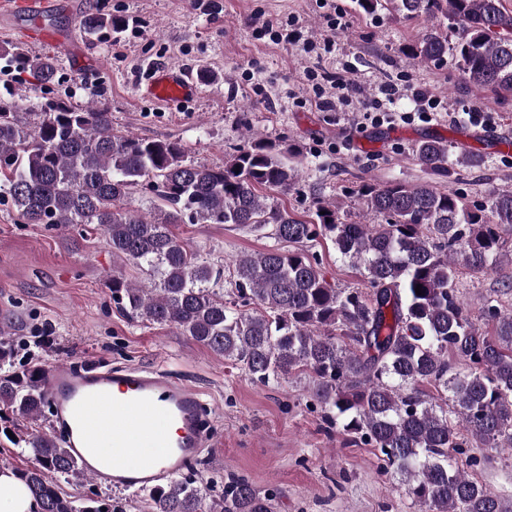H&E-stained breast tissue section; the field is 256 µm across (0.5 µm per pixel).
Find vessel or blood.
Instances as JSON below:
<instances>
[{"mask_svg": "<svg viewBox=\"0 0 512 512\" xmlns=\"http://www.w3.org/2000/svg\"><path fill=\"white\" fill-rule=\"evenodd\" d=\"M57 0H0V17L20 20L23 41L63 49L43 24ZM199 91L192 71L149 69L143 93L174 106ZM45 396L54 409V430L87 475L121 491H145L193 465L209 447L207 413L199 393L167 369L109 366L97 362L51 365Z\"/></svg>", "mask_w": 512, "mask_h": 512, "instance_id": "vessel-or-blood-1", "label": "vessel or blood"}]
</instances>
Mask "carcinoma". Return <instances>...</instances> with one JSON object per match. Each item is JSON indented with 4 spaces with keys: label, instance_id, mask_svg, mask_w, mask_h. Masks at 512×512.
Segmentation results:
<instances>
[{
    "label": "carcinoma",
    "instance_id": "obj_1",
    "mask_svg": "<svg viewBox=\"0 0 512 512\" xmlns=\"http://www.w3.org/2000/svg\"><path fill=\"white\" fill-rule=\"evenodd\" d=\"M372 15L387 10L423 17L427 30L405 48L414 64L451 57L479 90L512 96V12L502 0H356ZM123 20L90 12L86 31L118 30ZM454 31L456 45L448 47ZM5 67L53 81L50 57L5 51ZM0 92V201L25 224H92L112 255L142 267L149 286L112 275V301L132 321L171 326L244 370L250 380L308 375L326 428L338 425L353 445L378 451L380 472L418 512H506L504 501L468 470L479 465L465 448L512 451V284L485 298L483 324L473 321L458 273L495 271L503 263L501 233L512 227V188L475 204L427 181H365L359 199L376 224L347 222L335 202L316 204L301 220L269 202L264 190L287 192L301 178L297 150L251 137L208 167L187 160L184 147L112 128V113L67 98L50 100L24 127L13 100ZM432 175L449 172L448 141L429 138L414 148ZM162 206L145 215L129 208L138 188ZM177 224L271 227L278 245L224 269L203 260L201 248L179 239ZM329 239L369 288H336L306 254ZM422 285V294L415 292ZM46 368L0 370V403L36 422L43 415ZM35 464L12 473L28 489L33 512H123L112 498L73 499L60 479L83 478L67 448L50 434L24 439ZM152 512H273V494L233 476L224 496L177 475L155 489Z\"/></svg>",
    "mask_w": 512,
    "mask_h": 512
}]
</instances>
